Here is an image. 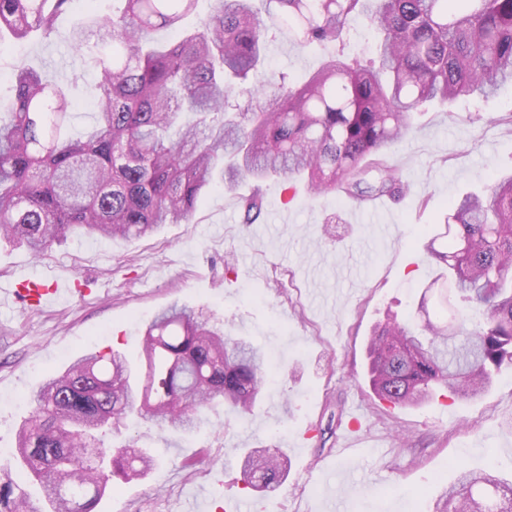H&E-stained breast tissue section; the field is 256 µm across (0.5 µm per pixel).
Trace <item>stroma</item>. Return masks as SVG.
Listing matches in <instances>:
<instances>
[{"label":"stroma","instance_id":"obj_1","mask_svg":"<svg viewBox=\"0 0 512 512\" xmlns=\"http://www.w3.org/2000/svg\"><path fill=\"white\" fill-rule=\"evenodd\" d=\"M87 17L86 0L59 16L50 37L0 46V90L14 66L25 63L51 82L72 85L73 135L95 123L98 72L70 45ZM326 47L268 45L266 73L302 80L316 70ZM512 112V85L485 102L462 100L418 113L415 131L385 160L409 184L398 199L382 198L387 246L379 248L356 200L297 187L284 203L280 184L265 190L261 223L241 221L238 194L209 191L188 224H165L130 242L76 235L41 257L0 242V289L22 273L45 282L94 280L98 290L36 310L0 305V448L15 445L30 391L49 374L91 351L118 349L137 357L142 331L172 302L200 307L226 332L251 339L268 362V381L253 413L216 404L189 434L161 430L141 418L104 429L105 447L128 440L157 457L143 479L114 481L95 512H185L203 498L204 512L244 500L252 512H432L460 469H493L512 478V365L474 398H437L419 407L380 400L368 375L367 345L386 312L422 324L419 307L438 274L424 250L441 233V215L469 192L484 190L496 172L512 171V131L499 116ZM494 154H486L487 144ZM334 218L331 235L323 223ZM367 414L364 447L323 467L348 424V408ZM286 449L288 477L265 498L246 490L248 449Z\"/></svg>","mask_w":512,"mask_h":512}]
</instances>
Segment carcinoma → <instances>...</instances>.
Here are the masks:
<instances>
[{"label": "carcinoma", "instance_id": "1", "mask_svg": "<svg viewBox=\"0 0 512 512\" xmlns=\"http://www.w3.org/2000/svg\"><path fill=\"white\" fill-rule=\"evenodd\" d=\"M75 0H0V40L51 34ZM198 0H112V12L72 34L73 49L97 68L96 121L68 130V90L22 63L13 94L0 96V242L40 257L74 234L140 238L163 224H189L202 195L255 182L242 198L243 223L265 214L262 183L302 182L316 193L359 201L398 198L407 183L384 161L430 103L476 101L512 83V0H209L194 29L169 43ZM377 35L375 57L346 52L350 22ZM332 44L303 82L258 72L268 41ZM445 232L426 251L441 273L433 312L418 327L389 317L370 338V382L394 405L445 392L475 397L512 363V173L454 202ZM440 238L448 244L438 249ZM485 320L461 341L455 302ZM139 382L118 351L89 353L31 394L10 462L38 484L48 512H92L112 478L130 481L155 464L145 448L108 453L100 431L132 414L187 433L216 402L249 414L266 388L263 353L224 333L203 311L173 303L141 338ZM288 459L250 449L245 485L273 493ZM30 496L0 481V512H28ZM435 512H512V482L464 471Z\"/></svg>", "mask_w": 512, "mask_h": 512}]
</instances>
